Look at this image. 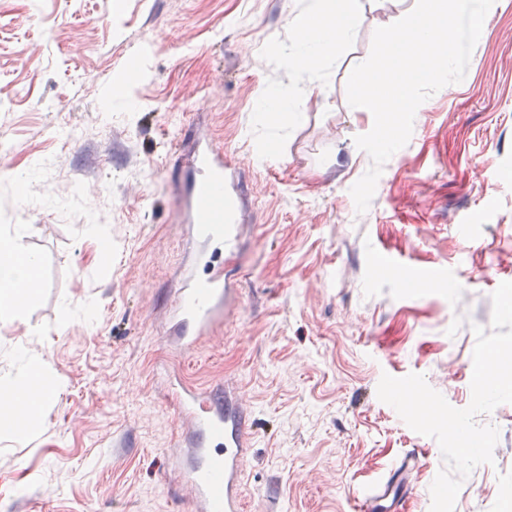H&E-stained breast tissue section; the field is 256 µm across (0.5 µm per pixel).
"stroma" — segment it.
I'll list each match as a JSON object with an SVG mask.
<instances>
[{
    "mask_svg": "<svg viewBox=\"0 0 512 512\" xmlns=\"http://www.w3.org/2000/svg\"><path fill=\"white\" fill-rule=\"evenodd\" d=\"M361 3L311 95L310 73L276 54L305 0H0V163L30 174L22 189L0 175V231L25 225L42 258L33 302L0 319V351L47 361L54 394L29 438L0 435V512H187L171 490L186 438L174 373L233 380L251 411L245 512H355L352 490L411 448L408 512H430L439 445L377 386L418 373L451 406L471 401L472 327H490V295L512 281V0H495L464 80L418 107L360 215L350 188L371 159L354 138L374 118L347 81L416 0ZM114 82L135 111L104 114ZM261 84L296 96L295 115L256 122ZM193 123L238 160L252 229L237 311L182 353L164 330L191 254L174 147ZM90 209L110 249L87 235ZM476 422L499 430L494 462L454 512H512V404Z\"/></svg>",
    "mask_w": 512,
    "mask_h": 512,
    "instance_id": "obj_1",
    "label": "stroma"
}]
</instances>
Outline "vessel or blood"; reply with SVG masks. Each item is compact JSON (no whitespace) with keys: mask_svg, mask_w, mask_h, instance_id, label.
Returning <instances> with one entry per match:
<instances>
[{"mask_svg":"<svg viewBox=\"0 0 512 512\" xmlns=\"http://www.w3.org/2000/svg\"><path fill=\"white\" fill-rule=\"evenodd\" d=\"M184 228L205 249L196 268L180 272L167 310L170 335L189 352L212 338L239 304L240 282L230 268L239 262L246 229L245 199L234 176L236 162L204 131L179 153ZM179 421L197 442L190 469L177 480L189 486L191 512H242V463L252 446V420L233 383L194 387L176 382L171 390ZM399 476L362 491L359 512H404Z\"/></svg>","mask_w":512,"mask_h":512,"instance_id":"1","label":"vessel or blood"}]
</instances>
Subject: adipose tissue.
Wrapping results in <instances>:
<instances>
[{
  "label": "adipose tissue",
  "mask_w": 512,
  "mask_h": 512,
  "mask_svg": "<svg viewBox=\"0 0 512 512\" xmlns=\"http://www.w3.org/2000/svg\"><path fill=\"white\" fill-rule=\"evenodd\" d=\"M359 14V0H309L307 7L293 14L289 23L295 40L280 53L285 63L300 65L316 77L326 75L331 62L350 40ZM24 225H14L12 232L0 236V316L12 317L21 312L35 295L33 284L41 266L38 253L21 245ZM10 358L23 368L12 381L8 392L9 412L0 416V431L14 436L28 434L31 415L47 394L30 399L28 389L41 382L44 365L21 348L9 350Z\"/></svg>",
  "instance_id": "ef3b65f1"
}]
</instances>
